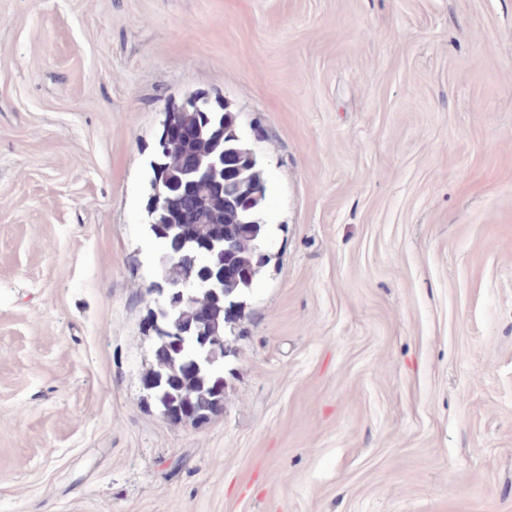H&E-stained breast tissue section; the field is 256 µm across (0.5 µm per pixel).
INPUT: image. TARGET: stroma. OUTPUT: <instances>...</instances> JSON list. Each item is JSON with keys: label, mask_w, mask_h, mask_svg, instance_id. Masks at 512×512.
<instances>
[{"label": "stroma", "mask_w": 512, "mask_h": 512, "mask_svg": "<svg viewBox=\"0 0 512 512\" xmlns=\"http://www.w3.org/2000/svg\"><path fill=\"white\" fill-rule=\"evenodd\" d=\"M191 92L271 256L197 424L144 385ZM0 512H512V0H0Z\"/></svg>", "instance_id": "35a3bbf8"}]
</instances>
